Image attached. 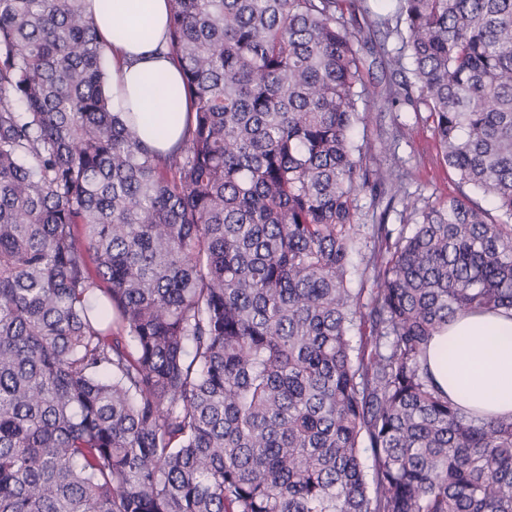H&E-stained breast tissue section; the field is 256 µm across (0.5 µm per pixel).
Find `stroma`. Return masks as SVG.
I'll use <instances>...</instances> for the list:
<instances>
[{
  "instance_id": "obj_1",
  "label": "stroma",
  "mask_w": 512,
  "mask_h": 512,
  "mask_svg": "<svg viewBox=\"0 0 512 512\" xmlns=\"http://www.w3.org/2000/svg\"><path fill=\"white\" fill-rule=\"evenodd\" d=\"M399 46L396 38L386 39L378 33L364 45L367 119L354 130L355 140L368 148L371 166L395 168L402 177V191L387 216L388 224L396 228L413 224L414 207L436 206L460 192L456 174L442 159L426 107L415 110L383 96L389 79L383 54L396 52Z\"/></svg>"
}]
</instances>
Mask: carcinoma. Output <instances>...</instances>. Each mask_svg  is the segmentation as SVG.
I'll use <instances>...</instances> for the list:
<instances>
[{
  "mask_svg": "<svg viewBox=\"0 0 512 512\" xmlns=\"http://www.w3.org/2000/svg\"><path fill=\"white\" fill-rule=\"evenodd\" d=\"M168 6L191 120L160 152L85 0H0V512H512V416L427 363L458 311H512V0L376 21L386 94L501 219L383 212L361 271L357 196L402 183L353 136L366 0Z\"/></svg>",
  "mask_w": 512,
  "mask_h": 512,
  "instance_id": "1",
  "label": "carcinoma"
}]
</instances>
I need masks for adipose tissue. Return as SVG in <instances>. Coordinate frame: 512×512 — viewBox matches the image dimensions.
Instances as JSON below:
<instances>
[{
  "mask_svg": "<svg viewBox=\"0 0 512 512\" xmlns=\"http://www.w3.org/2000/svg\"><path fill=\"white\" fill-rule=\"evenodd\" d=\"M91 16L112 57V109L147 114L141 139L167 150L182 136L189 105L177 63L165 45L167 0H89ZM462 364L465 384L448 375V358ZM428 367L436 384L468 411L512 414V316L463 312L432 337Z\"/></svg>",
  "mask_w": 512,
  "mask_h": 512,
  "instance_id": "obj_1",
  "label": "adipose tissue"
}]
</instances>
